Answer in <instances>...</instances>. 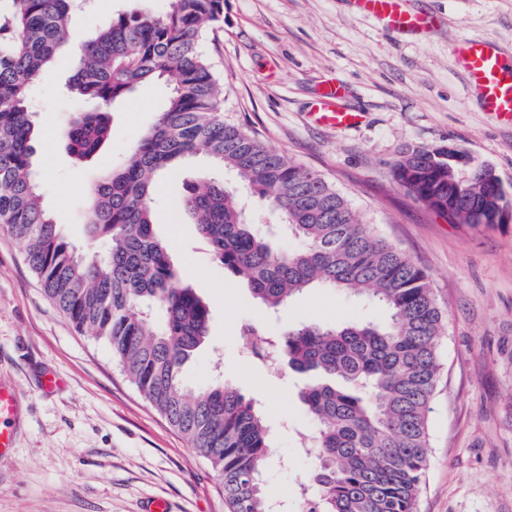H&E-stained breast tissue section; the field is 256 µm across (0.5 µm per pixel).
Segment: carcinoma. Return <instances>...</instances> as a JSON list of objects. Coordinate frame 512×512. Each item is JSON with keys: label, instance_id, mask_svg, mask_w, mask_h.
<instances>
[{"label": "carcinoma", "instance_id": "1", "mask_svg": "<svg viewBox=\"0 0 512 512\" xmlns=\"http://www.w3.org/2000/svg\"><path fill=\"white\" fill-rule=\"evenodd\" d=\"M86 0H0V229L24 247L42 291L82 333L104 340L143 398L221 478L228 512H273L263 483L270 430L256 403L226 382L194 390L182 367L209 336L207 303L185 281L154 230L152 200L165 170L198 156L234 178L187 186L183 203L213 256L266 307L280 310L314 287L377 300L379 324H300L267 336L263 352L313 378L301 399L318 424L316 493L306 512H416L428 467V409L439 375L444 316L428 273L318 172L287 160L257 133L224 122L205 32L224 21V0H169L112 16L75 47L67 92L95 104L64 129L68 151L93 157L111 133L110 108L138 85H172L155 123L123 165L89 197L88 253L63 237L45 209L33 161L29 93L71 46L72 16ZM448 147H407L393 177L454 224H478L497 205L478 170L448 184ZM265 200L295 252L246 222L241 194Z\"/></svg>", "mask_w": 512, "mask_h": 512}]
</instances>
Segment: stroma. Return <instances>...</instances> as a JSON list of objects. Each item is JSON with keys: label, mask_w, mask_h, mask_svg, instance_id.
I'll return each mask as SVG.
<instances>
[{"label": "stroma", "mask_w": 512, "mask_h": 512, "mask_svg": "<svg viewBox=\"0 0 512 512\" xmlns=\"http://www.w3.org/2000/svg\"><path fill=\"white\" fill-rule=\"evenodd\" d=\"M134 0H93L74 15L83 38ZM440 16L424 34L386 28L351 0H225L224 20L202 48L221 79L225 122L259 134L288 160L320 173L430 276L445 314L441 369L429 412V466L417 512H512V223L451 224L408 196L392 167L409 146H453L471 168L492 167L512 192V128L484 112L451 54L485 38L512 54V0H409ZM336 74L364 123L336 130L308 116L318 86ZM73 74L62 55L29 97L44 203L63 236L88 240L86 197L104 168L122 165L163 109L169 89L138 86L111 109V136L91 160H75L60 134L92 110L63 93ZM197 158L166 172L154 196L155 231L207 302L208 341L183 366L186 382L216 378L255 400L271 430L267 487L295 499L313 452L300 446L317 425L300 399L305 375L273 369L240 344L245 326L277 335L298 323H381L375 300L328 288L268 313L248 286L215 260L185 211L188 184L212 174ZM61 387H41L45 372ZM0 384L20 398L13 446L0 457V512H227L211 464L144 400L109 345L85 336L44 296L21 245L0 230Z\"/></svg>", "instance_id": "stroma-1"}]
</instances>
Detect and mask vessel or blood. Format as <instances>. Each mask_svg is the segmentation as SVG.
<instances>
[{
  "mask_svg": "<svg viewBox=\"0 0 512 512\" xmlns=\"http://www.w3.org/2000/svg\"><path fill=\"white\" fill-rule=\"evenodd\" d=\"M359 12L381 20L386 26L407 32H421L436 24L434 16L411 10L407 0H353ZM462 69L478 94L485 111L504 125L512 124V56L499 51L485 39H466L454 46ZM346 89L337 78L320 85L317 102L310 114L313 122L336 129H350L364 120L363 113L348 109ZM18 396L0 386V452L13 444L12 418Z\"/></svg>",
  "mask_w": 512,
  "mask_h": 512,
  "instance_id": "obj_1",
  "label": "vessel or blood"
}]
</instances>
